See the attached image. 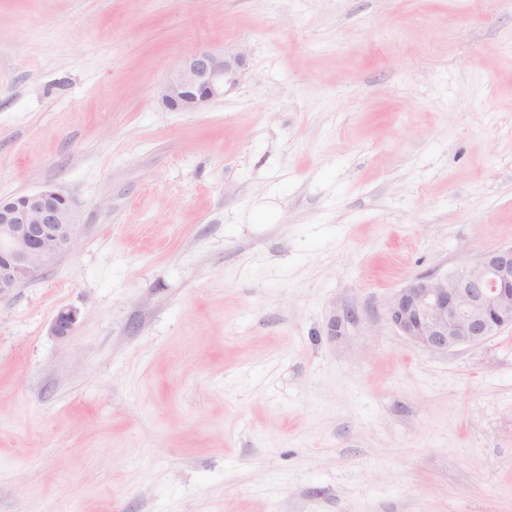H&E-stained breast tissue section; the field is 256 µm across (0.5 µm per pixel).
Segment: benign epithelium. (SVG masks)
<instances>
[{
    "label": "benign epithelium",
    "mask_w": 512,
    "mask_h": 512,
    "mask_svg": "<svg viewBox=\"0 0 512 512\" xmlns=\"http://www.w3.org/2000/svg\"><path fill=\"white\" fill-rule=\"evenodd\" d=\"M242 53L194 50L185 54L161 88V103L173 112H203L240 80ZM77 216L70 199L53 187L0 197V299L41 278L61 253L75 248ZM77 311L60 312L53 331L70 336ZM389 326L432 351L475 346L512 327V244L503 245L448 271L409 278L384 307ZM354 308L335 317L331 330L356 324Z\"/></svg>",
    "instance_id": "obj_1"
}]
</instances>
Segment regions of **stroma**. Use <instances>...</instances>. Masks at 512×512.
<instances>
[{
  "label": "stroma",
  "instance_id": "1",
  "mask_svg": "<svg viewBox=\"0 0 512 512\" xmlns=\"http://www.w3.org/2000/svg\"><path fill=\"white\" fill-rule=\"evenodd\" d=\"M197 49L246 68L169 111ZM46 186L78 241L0 299V512H512V328L382 317L512 243V0H0V196ZM243 53L194 50L185 54L161 88V103L173 112H203L240 80Z\"/></svg>",
  "mask_w": 512,
  "mask_h": 512
}]
</instances>
